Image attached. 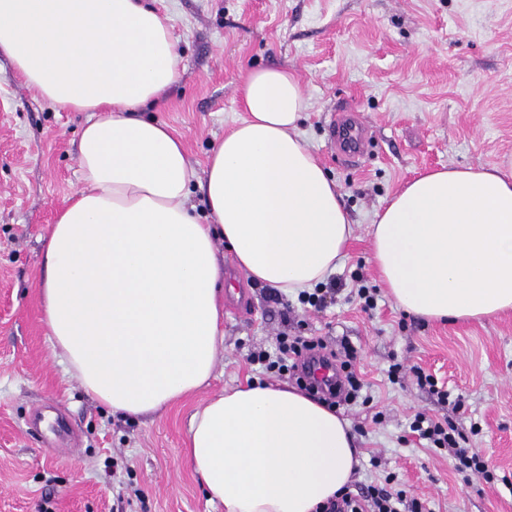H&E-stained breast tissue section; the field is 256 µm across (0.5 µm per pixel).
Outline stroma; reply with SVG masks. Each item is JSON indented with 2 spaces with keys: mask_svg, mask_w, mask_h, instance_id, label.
<instances>
[{
  "mask_svg": "<svg viewBox=\"0 0 512 512\" xmlns=\"http://www.w3.org/2000/svg\"><path fill=\"white\" fill-rule=\"evenodd\" d=\"M183 70L144 110L180 135L196 171L243 115L239 86L280 66L308 89L300 128L336 180L356 226L321 309L274 298L224 256V344L208 384L161 412L112 413L86 394L55 346L40 298L44 235L80 185L86 115L25 88L0 54V512H224L187 458L193 414L225 388L265 379L249 353L279 334L348 341L366 403L341 408L362 452L355 483L392 478L430 512H512V310L456 324L401 311L381 288L369 226L408 180L442 166H491L512 154V0H156ZM363 117L358 162L331 145L334 116ZM376 291L365 314L353 273ZM419 366L463 407L439 403L393 364ZM478 424L467 445L493 482L458 471L408 433L412 415Z\"/></svg>",
  "mask_w": 512,
  "mask_h": 512,
  "instance_id": "obj_1",
  "label": "stroma"
}]
</instances>
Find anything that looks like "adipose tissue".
I'll return each instance as SVG.
<instances>
[{"label": "adipose tissue", "mask_w": 512, "mask_h": 512, "mask_svg": "<svg viewBox=\"0 0 512 512\" xmlns=\"http://www.w3.org/2000/svg\"><path fill=\"white\" fill-rule=\"evenodd\" d=\"M0 53L53 107L84 112L80 186L44 242L41 301L71 371L112 412L150 415L210 378L230 246L251 282L296 296L324 282L355 228L300 130L306 88L251 71L244 119L196 173L182 139L143 116L182 57L148 0H0ZM204 214H197L193 195ZM371 261L398 307L426 320L512 309V156L444 167L394 194ZM189 462L224 512H317L351 484L348 420L296 387L255 382L192 416Z\"/></svg>", "instance_id": "adipose-tissue-1"}]
</instances>
